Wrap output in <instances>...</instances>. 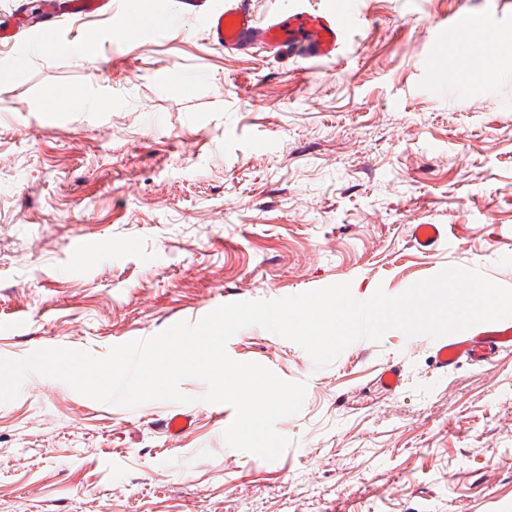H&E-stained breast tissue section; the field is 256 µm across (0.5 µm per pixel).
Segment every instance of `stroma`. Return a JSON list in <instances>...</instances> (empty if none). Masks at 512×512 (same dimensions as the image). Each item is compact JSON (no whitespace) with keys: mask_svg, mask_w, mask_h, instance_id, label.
<instances>
[{"mask_svg":"<svg viewBox=\"0 0 512 512\" xmlns=\"http://www.w3.org/2000/svg\"><path fill=\"white\" fill-rule=\"evenodd\" d=\"M28 3L0 0L19 31L0 43V358L102 357L224 304L337 283L397 296L449 267L512 288V53L488 80L429 64L456 12L512 35V0H353L339 60L318 64L224 55L174 0H154L176 18L161 40L115 37L135 0L57 16L49 37ZM73 90L84 102L52 111ZM414 224L457 235L423 254ZM433 343L394 330L318 368L238 331L233 360L307 385L273 461L226 445L235 411L201 402L197 379L180 385L191 403L134 411L23 380L0 403V512H512V352L443 372ZM387 365L394 392L375 382ZM175 411L191 426L172 440Z\"/></svg>","mask_w":512,"mask_h":512,"instance_id":"35a3bbf8","label":"stroma"}]
</instances>
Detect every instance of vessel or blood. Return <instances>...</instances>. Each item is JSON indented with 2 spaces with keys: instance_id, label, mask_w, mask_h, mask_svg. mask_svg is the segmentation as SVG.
I'll return each mask as SVG.
<instances>
[{
  "instance_id": "b4317fda",
  "label": "vessel or blood",
  "mask_w": 512,
  "mask_h": 512,
  "mask_svg": "<svg viewBox=\"0 0 512 512\" xmlns=\"http://www.w3.org/2000/svg\"><path fill=\"white\" fill-rule=\"evenodd\" d=\"M185 14L205 20L212 45L229 55H250L264 51L275 57H300L306 60H335L339 57L354 12L349 0H333L321 11L297 8L260 19L253 0H224L214 7L213 0H181ZM110 0H66V14L92 15L110 11ZM145 34L170 30V22L156 15L152 4H144L139 14ZM453 41L434 57L433 68L447 67L449 60H464L476 69H488L495 29L488 18L476 12L457 14L452 22ZM444 224H415L410 244L422 252H432L447 239ZM512 350V319L475 324L472 331L457 340L438 342L436 363L441 370L470 361L483 364L501 351Z\"/></svg>"
}]
</instances>
